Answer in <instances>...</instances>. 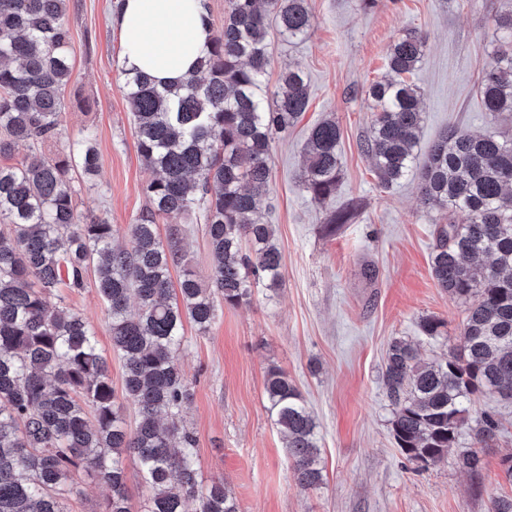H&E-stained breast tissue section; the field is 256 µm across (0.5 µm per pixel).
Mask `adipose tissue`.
Wrapping results in <instances>:
<instances>
[{"mask_svg": "<svg viewBox=\"0 0 512 512\" xmlns=\"http://www.w3.org/2000/svg\"><path fill=\"white\" fill-rule=\"evenodd\" d=\"M112 23L121 67L160 85L193 74L213 37L199 0H122Z\"/></svg>", "mask_w": 512, "mask_h": 512, "instance_id": "obj_1", "label": "adipose tissue"}]
</instances>
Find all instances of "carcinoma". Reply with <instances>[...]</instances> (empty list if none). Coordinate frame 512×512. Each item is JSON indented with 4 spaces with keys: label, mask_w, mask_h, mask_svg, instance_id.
<instances>
[{
    "label": "carcinoma",
    "mask_w": 512,
    "mask_h": 512,
    "mask_svg": "<svg viewBox=\"0 0 512 512\" xmlns=\"http://www.w3.org/2000/svg\"><path fill=\"white\" fill-rule=\"evenodd\" d=\"M311 18L309 0H228L224 31L200 61V75L160 90L147 75L120 70L137 150L155 177L128 244L117 245L108 214L83 216L73 201L75 169L97 172L93 139L68 152H43L62 138L73 78L66 0H0V154L19 143L34 148L18 164L0 166V512H68L69 480L81 469L110 487L104 512H130L127 453L151 491L146 512H184L189 500L198 512H240L223 481L199 480L195 436L181 419L191 392L175 352L184 320L202 333L212 325L215 296L235 306L254 286L281 284L273 225L256 214L270 190L272 143L307 111L310 93L297 68L282 74L281 93L270 98L264 87L272 36L302 40ZM495 32L479 98L482 111L498 118L512 115V12L498 16ZM426 44L422 32H403L389 46V76L368 88L374 117L362 151L383 188L415 168L423 92L409 76ZM340 138L332 119L309 135L299 178L315 201L336 196ZM419 195L443 211L431 276L466 312L461 343L444 360L421 361L404 338L386 349L393 438L410 462L427 467L464 433L475 445L496 436L493 416L468 418L473 396L512 399V138L443 135L429 150ZM354 212L352 203L330 212L325 233L336 234ZM196 213L214 257L206 287L181 264L178 225ZM160 220L173 225L165 240ZM178 265L175 286L171 269ZM90 268L112 350L124 363L123 392L137 406L132 428L116 406L109 364L88 321L47 302L62 284L85 288ZM264 394L297 486L319 488L314 414L277 366L266 372ZM481 464L474 450L459 457L473 474Z\"/></svg>",
    "instance_id": "obj_1"
}]
</instances>
